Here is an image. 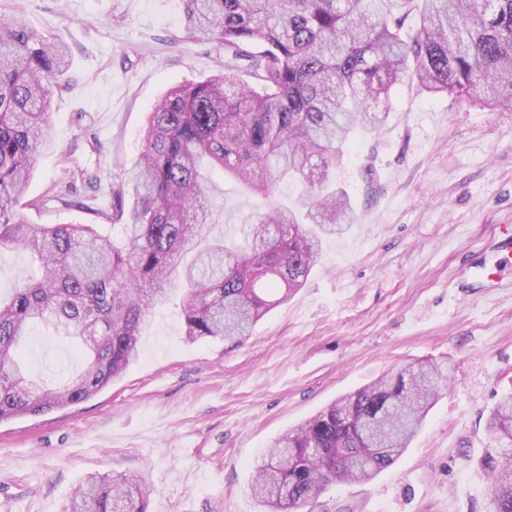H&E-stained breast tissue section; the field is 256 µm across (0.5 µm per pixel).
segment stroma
<instances>
[{
    "mask_svg": "<svg viewBox=\"0 0 512 512\" xmlns=\"http://www.w3.org/2000/svg\"><path fill=\"white\" fill-rule=\"evenodd\" d=\"M30 25L71 47V90L50 105L55 150L21 194L35 224H93L115 175L135 166L148 112L179 83L224 70V50L186 38L182 0H20ZM97 139L92 152L89 139ZM77 147L101 182L70 207L45 203ZM356 219L328 240L305 285L236 347L187 341L178 310L157 308L139 355L87 400L0 423V512H61L88 477L138 472L149 512H262L249 484L281 434L389 369L453 366L448 391L397 461L368 483H336L304 512H483L486 418L512 390V266L504 287H472L471 259L512 225V111L399 86L380 130L360 132L336 170ZM216 232L272 197L212 176ZM36 377L78 368L68 339L41 334L22 352Z\"/></svg>",
    "mask_w": 512,
    "mask_h": 512,
    "instance_id": "obj_1",
    "label": "stroma"
}]
</instances>
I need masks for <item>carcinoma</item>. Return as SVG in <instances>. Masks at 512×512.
I'll return each instance as SVG.
<instances>
[{"instance_id":"obj_1","label":"carcinoma","mask_w":512,"mask_h":512,"mask_svg":"<svg viewBox=\"0 0 512 512\" xmlns=\"http://www.w3.org/2000/svg\"><path fill=\"white\" fill-rule=\"evenodd\" d=\"M188 38L224 48L226 73L172 87L149 113L137 166L112 181L104 224H32L18 208L38 156L54 148L49 106L71 87L63 40L0 13V249L36 275L0 296V422L78 404L138 357L154 310L178 301L188 340L237 344L306 282L323 242L354 223L331 174L353 135L384 121L397 87L512 109V0H183ZM420 25L404 31L412 13ZM245 74L254 83L238 79ZM72 176L98 170L68 156ZM271 196L288 178L298 208L276 204L214 233V170ZM133 202L127 203V197ZM38 329L70 340L82 367L47 384L18 350ZM450 381L410 363L280 436L255 469L264 512H300L331 483L367 481L422 430ZM487 512H512V392L492 407ZM141 475L101 474L63 512H148Z\"/></svg>"}]
</instances>
